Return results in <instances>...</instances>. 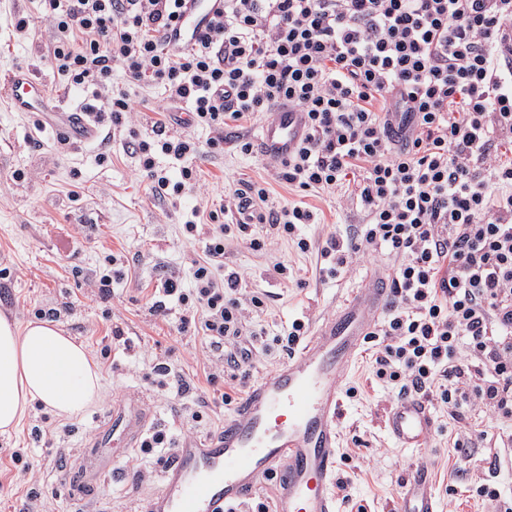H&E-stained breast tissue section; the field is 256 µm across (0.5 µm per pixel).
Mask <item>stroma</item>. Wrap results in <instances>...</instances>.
Instances as JSON below:
<instances>
[{"mask_svg":"<svg viewBox=\"0 0 512 512\" xmlns=\"http://www.w3.org/2000/svg\"><path fill=\"white\" fill-rule=\"evenodd\" d=\"M17 17L29 18L34 33L19 35L10 25ZM44 29L38 0H0V78L29 70L48 85L51 102L69 109L87 107L89 93L66 88L40 37ZM112 83L142 104L137 115L141 135L162 105L160 89L129 84L121 68H114ZM34 112H18L0 96V268L9 270L0 281V314L18 323L34 320L39 308H54L69 334L85 343L92 356L108 349L101 360L104 382L102 400L82 416L60 421L42 408H34L20 427L0 434V462L25 449L35 485L12 482L0 476V512H20L28 490H53L51 512H146L161 488V465L150 464L143 481H132L124 467L112 464L120 447L102 442L101 432L113 407L145 398L149 426L165 425L172 434L202 439L220 428L231 411L214 396L205 379L208 357L204 341L194 330H183L180 310L166 319L153 316L147 296L165 278L190 282L192 264L202 254L203 240L187 242L182 226L202 201L198 192L185 191L177 205L154 199L133 159L125 153L126 131H113L109 144L100 139L81 143L58 138L51 126H38ZM263 118L229 126L224 149L211 154H187L176 159L163 156L160 166L171 177L194 167L210 196L224 189L225 177L259 181L268 172L260 152L243 154L238 137L256 139ZM40 147H33V139ZM110 149L112 159L100 163L98 155ZM24 179L14 180V171ZM320 223L302 227V234L323 242L331 233H346L358 216L342 194H307ZM112 253L123 279L112 283V298L96 299L85 277L97 270L105 253ZM277 254L288 267L287 279L271 277V261L240 241L229 242L224 253L226 269L244 274L249 289L270 293L267 310L257 322L268 335L283 333L294 319L317 325L352 299L357 289L370 288L375 277L390 266L383 252L356 260L335 280L320 278L316 252H300L293 244L279 242ZM120 326L125 341L114 340L111 327ZM371 353L359 348L354 363L340 383L344 402L340 422L338 474L350 478L347 499L339 512H392L402 486L410 479L418 458H426L443 512H491L489 502L478 498L474 486L487 483L502 496H512V450L502 448L504 464L489 471L484 463L488 448L512 434V420L472 415L473 435L483 436L482 447L470 458H460L454 443L458 427L448 411L432 404L434 426L423 455L398 448L386 433L382 416L395 400L394 389L373 377ZM166 363L194 380L181 397L158 386L155 364ZM201 410L192 420V410Z\"/></svg>","mask_w":512,"mask_h":512,"instance_id":"obj_1","label":"stroma"}]
</instances>
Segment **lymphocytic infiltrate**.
<instances>
[{
    "label": "lymphocytic infiltrate",
    "instance_id": "1",
    "mask_svg": "<svg viewBox=\"0 0 512 512\" xmlns=\"http://www.w3.org/2000/svg\"><path fill=\"white\" fill-rule=\"evenodd\" d=\"M39 2L57 70L91 90L98 124L127 128L126 151L157 200L176 203L199 183L195 168L175 181L158 165L197 150L174 127H208L217 151L228 123L285 106L305 112L299 146L265 165L301 192L348 188L359 223L327 237L320 275L339 276L379 247L392 257V304L368 336L380 344L375 378L447 406L461 425L475 411L512 420V158L502 153L512 144V0H221L181 46L168 36L184 0ZM116 64L129 83L164 90L149 138L112 87ZM270 193L264 181L233 185L205 222L187 220L185 238H205L194 285L170 277L151 298L154 316L166 318L174 301L182 327L201 331L212 384L225 372L246 385L252 354L227 340L267 306L266 294L243 293L241 275L224 270L231 238L271 249L250 237L243 202L276 238L312 248L300 228L317 212Z\"/></svg>",
    "mask_w": 512,
    "mask_h": 512
}]
</instances>
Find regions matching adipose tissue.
<instances>
[{
    "label": "adipose tissue",
    "mask_w": 512,
    "mask_h": 512,
    "mask_svg": "<svg viewBox=\"0 0 512 512\" xmlns=\"http://www.w3.org/2000/svg\"><path fill=\"white\" fill-rule=\"evenodd\" d=\"M103 393L99 365L60 324L21 325L0 316V434L17 430L33 403L69 420L96 405Z\"/></svg>",
    "instance_id": "adipose-tissue-1"
}]
</instances>
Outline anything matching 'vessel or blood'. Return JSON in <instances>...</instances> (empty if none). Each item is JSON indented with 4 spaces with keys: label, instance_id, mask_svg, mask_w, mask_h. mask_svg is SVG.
<instances>
[{
    "label": "vessel or blood",
    "instance_id": "b4317fda",
    "mask_svg": "<svg viewBox=\"0 0 512 512\" xmlns=\"http://www.w3.org/2000/svg\"><path fill=\"white\" fill-rule=\"evenodd\" d=\"M216 7V0H186L174 43L191 41ZM0 95L21 112L47 105L44 82L26 73L1 80ZM305 130L302 113L281 108L264 125L260 150L288 156ZM390 299L387 287L362 289L307 336L295 358L257 380L219 432L182 441L147 512H233L269 478L274 481L271 512H337L343 401L336 384ZM145 423L141 402L113 409V441L135 447ZM383 425L398 447L422 449L432 428L430 408L419 398L397 399ZM395 512H442L426 464L418 465L399 493Z\"/></svg>",
    "mask_w": 512,
    "mask_h": 512
}]
</instances>
